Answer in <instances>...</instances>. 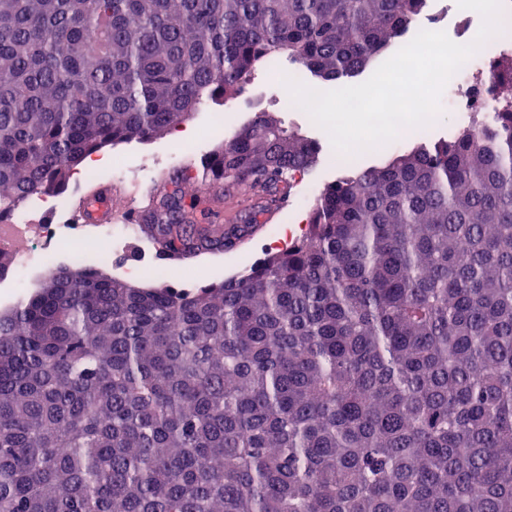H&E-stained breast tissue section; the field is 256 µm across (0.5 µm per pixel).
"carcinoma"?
I'll list each match as a JSON object with an SVG mask.
<instances>
[{
    "mask_svg": "<svg viewBox=\"0 0 512 512\" xmlns=\"http://www.w3.org/2000/svg\"><path fill=\"white\" fill-rule=\"evenodd\" d=\"M426 0H0V215L61 195L287 56L358 75ZM491 120L348 164L307 234L220 284L54 269L0 314V512H512V56ZM266 111L135 220L176 262L230 251L312 170ZM112 202L90 191L84 220ZM198 184L199 182L194 181L192 183V181H190L186 188V191H188V199L194 200L197 204L199 203L198 210L213 206V199L216 197H223V204L220 206L221 208L223 206V209L221 210L223 211V217L225 218L228 210L236 212L238 208L241 210L247 204L244 197L234 199L224 198V186L214 187L208 185V189L206 191H199Z\"/></svg>",
    "mask_w": 512,
    "mask_h": 512,
    "instance_id": "obj_1",
    "label": "carcinoma"
}]
</instances>
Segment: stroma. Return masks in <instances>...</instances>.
<instances>
[{
  "label": "stroma",
  "mask_w": 512,
  "mask_h": 512,
  "mask_svg": "<svg viewBox=\"0 0 512 512\" xmlns=\"http://www.w3.org/2000/svg\"><path fill=\"white\" fill-rule=\"evenodd\" d=\"M298 77L299 68L287 58L281 57L276 61L259 66L252 74L243 92L236 98L217 105L207 103L188 119V126L193 131H208L209 138L203 150L185 155L179 166L184 169H196L197 165L214 150L223 145L225 138L231 136L237 129L246 123L254 112L265 110L282 121L285 126L299 129L303 134L315 139L320 147V161L311 171L302 174L296 182L287 206L279 209L267 219V227L261 228L237 249L216 255H205L187 263H174L159 257L153 252L146 240L136 237L129 241L124 252L116 262L108 267L112 276H121L122 265H139L143 271L136 277L137 285L153 284L155 267H162L171 275L182 277L188 271L196 270L203 274L205 281L220 282L224 277L244 271L257 264L266 255L284 249L283 241L271 239L268 227L272 224L287 223L289 217H296L300 233H307L310 204L301 200L302 189L306 184L325 187L328 184L343 178L347 174L346 168L336 163L337 154L334 151L328 134L320 127L307 121L303 115L289 111L286 98L288 91L282 83L283 76ZM230 114L231 119L224 128L216 129L212 126L214 112ZM174 142L172 133H165L147 143H122L107 148L108 156L124 155V164L128 167L136 166L141 162H149L152 166L150 179L138 181L113 174L111 166H103L100 175L94 182H81L77 188L72 189L73 199H80L89 190L90 184H97L102 188L111 190L113 207L142 208L149 200L151 191L161 188L163 181L172 171V164L162 161V153Z\"/></svg>",
  "instance_id": "1"
}]
</instances>
